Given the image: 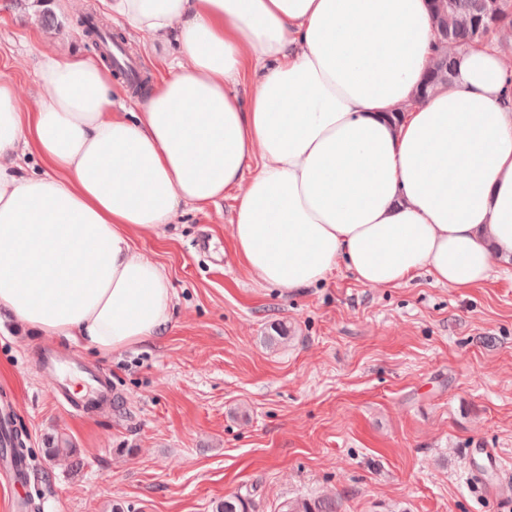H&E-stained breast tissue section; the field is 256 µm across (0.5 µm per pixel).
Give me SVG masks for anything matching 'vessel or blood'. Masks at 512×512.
Returning <instances> with one entry per match:
<instances>
[{
    "instance_id": "vessel-or-blood-1",
    "label": "vessel or blood",
    "mask_w": 512,
    "mask_h": 512,
    "mask_svg": "<svg viewBox=\"0 0 512 512\" xmlns=\"http://www.w3.org/2000/svg\"><path fill=\"white\" fill-rule=\"evenodd\" d=\"M38 367L52 379L51 393L54 401L73 413H88L102 406L111 404L114 395L112 382L104 377L98 369L81 366L61 357L55 352L47 351L38 355ZM80 374L84 382L82 390H74L69 376ZM482 459L480 466L471 468V480L487 492L507 496L508 490L502 481V464L492 449L482 448L478 451ZM4 466L14 493L10 500L11 512H30L31 504L21 494L20 489L31 480L30 465L25 457H7Z\"/></svg>"
}]
</instances>
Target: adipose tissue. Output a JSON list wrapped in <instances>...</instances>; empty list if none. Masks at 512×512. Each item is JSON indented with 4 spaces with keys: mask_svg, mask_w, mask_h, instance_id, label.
I'll list each match as a JSON object with an SVG mask.
<instances>
[{
    "mask_svg": "<svg viewBox=\"0 0 512 512\" xmlns=\"http://www.w3.org/2000/svg\"><path fill=\"white\" fill-rule=\"evenodd\" d=\"M100 2L175 52L134 112L89 58L42 53L34 112L0 79V311L20 325L106 355L160 338L173 291L133 236L229 193L263 285L343 267L372 288L421 270L469 288L512 260V30L419 103L429 0ZM27 153L41 171L19 174Z\"/></svg>",
    "mask_w": 512,
    "mask_h": 512,
    "instance_id": "ef3b65f1",
    "label": "adipose tissue"
}]
</instances>
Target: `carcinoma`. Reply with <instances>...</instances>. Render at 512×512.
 I'll return each mask as SVG.
<instances>
[{
    "instance_id": "obj_1",
    "label": "carcinoma",
    "mask_w": 512,
    "mask_h": 512,
    "mask_svg": "<svg viewBox=\"0 0 512 512\" xmlns=\"http://www.w3.org/2000/svg\"><path fill=\"white\" fill-rule=\"evenodd\" d=\"M432 21L440 52L431 61L418 99L423 100L438 89L448 86L455 68V55L448 47L460 49L470 44L487 42L498 30L512 27V0H433ZM88 46L107 63H112L110 41L118 38L104 24H95L85 16L77 21ZM285 512H336V502L306 500L287 503ZM248 495L231 494L218 501L214 512H253Z\"/></svg>"
}]
</instances>
